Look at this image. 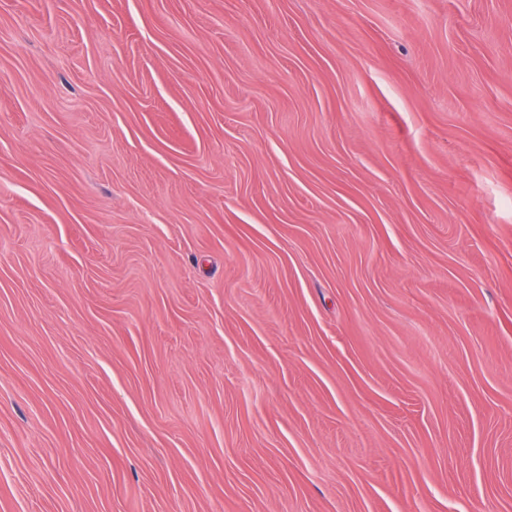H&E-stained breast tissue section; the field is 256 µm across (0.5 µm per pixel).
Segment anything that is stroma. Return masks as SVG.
<instances>
[{"instance_id": "1", "label": "stroma", "mask_w": 512, "mask_h": 512, "mask_svg": "<svg viewBox=\"0 0 512 512\" xmlns=\"http://www.w3.org/2000/svg\"><path fill=\"white\" fill-rule=\"evenodd\" d=\"M0 512H512V0H0Z\"/></svg>"}]
</instances>
